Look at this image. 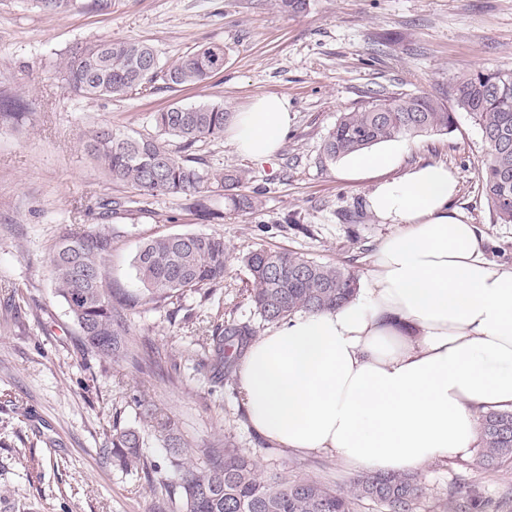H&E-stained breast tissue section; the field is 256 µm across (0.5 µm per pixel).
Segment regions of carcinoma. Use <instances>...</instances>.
Returning a JSON list of instances; mask_svg holds the SVG:
<instances>
[{
  "mask_svg": "<svg viewBox=\"0 0 512 512\" xmlns=\"http://www.w3.org/2000/svg\"><path fill=\"white\" fill-rule=\"evenodd\" d=\"M42 11H71L77 0H32ZM224 68V46L211 44L182 55L163 68L149 44L111 39L78 44L63 62L68 86L88 98L123 97L157 77L174 85H196ZM464 110L479 126L489 152L480 172L482 190L495 222L512 224V68L472 70L455 79L452 105L423 94L374 97L365 106L340 113L328 131L323 151L330 159L364 152L405 136L447 132L454 111ZM230 113L224 103L173 105L153 115L156 133L132 136L101 124L80 136L83 152L114 183L131 186L143 196H200L223 193L232 210L243 215L260 207L256 196L240 191L242 176L202 167L188 154L196 143L224 135ZM180 143L179 150L171 142ZM118 201L98 203L97 227L62 236L50 263L56 293L78 326L84 345L100 357L128 356V316L139 307L173 305L187 293L223 292L231 256L219 234H169L144 241L134 257L139 292L107 282L105 260L118 230L112 214ZM249 271V300L260 326L277 325L301 313L334 311L359 289L358 275L344 267L319 263L293 251L259 248L242 258ZM255 327L225 323L211 335L210 360L215 369L232 372ZM144 431L112 425L111 447L102 453L121 471L142 474L160 490L163 512H360L372 502L384 512H418L425 491L414 473H367L335 489L316 479L262 477L256 463L222 445L191 448L174 417L136 396ZM481 463L491 469L512 464V411L490 410L480 416ZM166 450V468L178 474L167 482L145 455V436ZM203 464L191 461L192 455ZM483 494L458 486L448 499L453 512H479Z\"/></svg>",
  "mask_w": 512,
  "mask_h": 512,
  "instance_id": "1",
  "label": "carcinoma"
}]
</instances>
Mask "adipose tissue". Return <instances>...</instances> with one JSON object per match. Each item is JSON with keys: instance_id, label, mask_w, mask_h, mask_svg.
I'll return each mask as SVG.
<instances>
[{"instance_id": "1", "label": "adipose tissue", "mask_w": 512, "mask_h": 512, "mask_svg": "<svg viewBox=\"0 0 512 512\" xmlns=\"http://www.w3.org/2000/svg\"><path fill=\"white\" fill-rule=\"evenodd\" d=\"M290 124L286 98H255L238 112V151L267 160ZM408 145L345 157L339 173L375 178L368 207L394 233L349 302L303 313L254 342L240 365L253 428L284 448L328 453L378 473L470 456L476 417L512 410V268L486 259L483 237L450 201L442 164L389 179Z\"/></svg>"}]
</instances>
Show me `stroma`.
Wrapping results in <instances>:
<instances>
[{
    "label": "stroma",
    "instance_id": "35a3bbf8",
    "mask_svg": "<svg viewBox=\"0 0 512 512\" xmlns=\"http://www.w3.org/2000/svg\"><path fill=\"white\" fill-rule=\"evenodd\" d=\"M147 42L162 65L204 45H222L224 69L205 83L157 81L123 98L69 89L59 62L79 43ZM512 67V0H309L289 14L275 0H79L57 15L32 0H0V99L18 98L23 125L0 120V498L34 512H159L137 476L100 450L113 426L140 427V395L173 416L192 447L225 443L252 457L262 476L288 472L348 489L358 471L324 453L281 448L258 434L242 404L238 374L198 370L206 332L256 322L242 258L263 247L291 250L367 279L380 242L395 230L369 210L375 181L340 177L322 143L340 113L380 94L425 92L448 103L457 75ZM286 97L291 124L267 161L241 154L229 136L196 144L207 168L239 170L259 210L240 215L222 197L215 219L181 197H140L113 183L81 151L82 131L103 123L153 132V113L178 104L223 103L238 112L255 96ZM403 167L442 164L457 179L455 208L484 238L487 259L512 267V224H498L478 169L485 152L471 115L456 111L447 133L408 140ZM106 198L128 202L114 215L120 235L106 258L113 287L136 290L143 241L173 233L223 235L232 256L222 296L188 293L180 306L139 308L128 321L135 358L86 350L53 287L56 241L95 225ZM419 512H443L451 486L482 489L484 512H512V468L486 469L478 455L422 465Z\"/></svg>",
    "mask_w": 512,
    "mask_h": 512
}]
</instances>
